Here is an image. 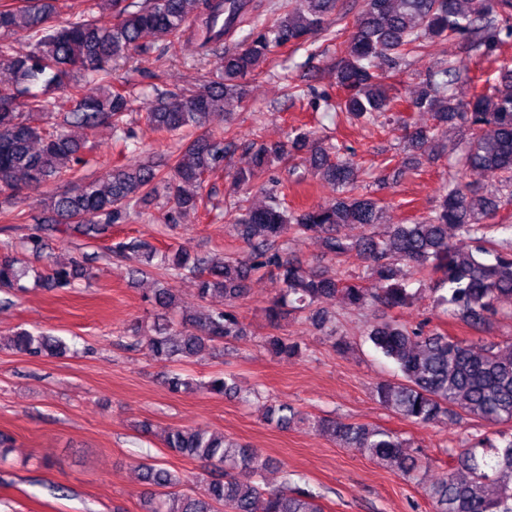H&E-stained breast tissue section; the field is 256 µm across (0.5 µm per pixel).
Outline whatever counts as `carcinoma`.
<instances>
[{
  "instance_id": "obj_1",
  "label": "carcinoma",
  "mask_w": 512,
  "mask_h": 512,
  "mask_svg": "<svg viewBox=\"0 0 512 512\" xmlns=\"http://www.w3.org/2000/svg\"><path fill=\"white\" fill-rule=\"evenodd\" d=\"M83 15L62 24L52 0H5L0 3V33L28 37V50L12 53L0 43V65L11 80L0 84V189L14 190L21 183L44 185L59 181L68 187L47 199L52 217L26 238L35 254L46 238L73 226L86 236L105 237L115 224L132 212L144 217L141 203L164 186L173 203L169 219L202 202L205 176L224 170L227 152L235 144L229 130L207 131L187 141L165 169L146 164H125L112 169L104 184L79 171L87 132L100 125L112 127L120 152L134 153L131 133L123 116L131 110L127 87L112 82V62L134 53L145 54L147 34L158 39L180 37L190 26L201 48L223 54L224 76L201 84L183 96L154 89L145 119L160 133L189 132L207 127L214 114L226 113L231 102H243L245 87L260 65L282 47L298 48L319 35L331 33L342 0H292L283 16L252 29L233 51L224 50V36L238 24L246 0H85ZM110 14L103 22L94 13ZM453 40L456 56L425 74L407 97L387 93L385 80L411 53L422 54L433 38ZM512 39V0H364L336 64L337 84L344 97L337 109L367 124L403 107L427 112L436 125L409 132V143L432 158L455 156L456 173L448 176L436 204L426 215L408 224L383 223L379 199L358 194L361 169L340 148L315 132L299 128L284 141L252 140L247 148L253 166L264 168L295 159L310 151L309 163L322 179L336 188L333 200L300 210L283 205L287 185L260 191L263 200L251 201L254 170L238 169L231 175L237 194L234 207L225 212L227 224L243 242L236 257L215 262L182 249L160 250L142 240L120 241L112 252L135 264L157 266L167 276L194 280L197 297L205 302L220 295V307L203 306L194 314H181L178 325L166 314L179 308L166 288H155L148 302L157 317L132 329L127 346H141L160 363H178L200 353L233 345L250 336L236 308L248 295V282L258 273L276 277L281 288L264 308L273 329L284 315L304 313L311 325L343 351L347 342L336 337L327 313L319 308L338 297L345 307L361 310L369 304L396 309L409 306L414 293L409 276L432 284L437 305L447 306L474 331H481L499 313L498 303L512 298V224L495 218L512 204V63L505 60L485 89L472 88L469 98L454 93L460 81L473 84L469 63L491 57ZM59 90L71 103L69 111L51 119L55 102L49 93ZM457 125L464 137L449 147L439 138L440 127ZM486 181L493 189L474 185ZM342 224H356L364 233L348 240L338 234ZM305 236L318 244L327 264H305L281 248L285 234ZM366 264V276L352 277L341 270L351 257ZM89 269L71 257L50 259L35 283L48 290L72 288ZM26 271L17 258H0V290L23 291ZM423 321L408 326L393 318L367 328L366 340L401 374L397 382L383 381L374 397L385 408L415 423L478 419L490 424H512V341L457 340L427 329ZM263 345L279 356L301 353V345L272 335ZM0 349L30 357L62 355L69 350L61 338L18 329L0 336ZM175 393L193 388L208 393H238L234 375L226 373L207 382H194L176 371L165 375ZM269 424L286 429L306 422L318 431L339 437L363 449L382 466L403 475L412 474L418 459L407 452L413 444L377 426L311 419L294 406L264 405ZM503 445L495 449L493 463L477 457L476 448L457 456L452 468L425 489L434 512H512V432H502ZM164 447L205 464L212 477L203 493L192 495L189 478L155 463L141 464L143 482L158 488L145 498L146 512H322L310 490L283 481L280 487L263 482L272 459L262 456L222 433L206 428L172 427L164 430Z\"/></svg>"
}]
</instances>
